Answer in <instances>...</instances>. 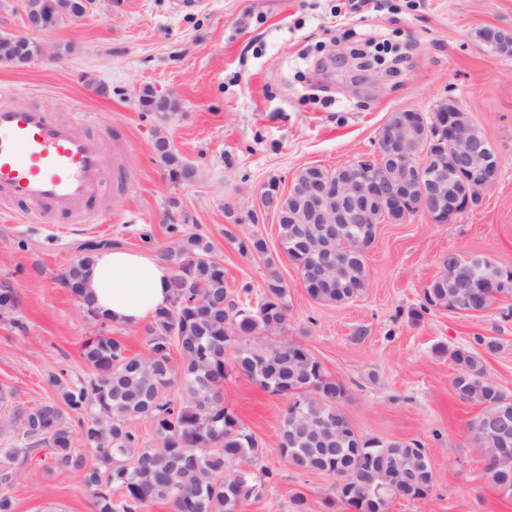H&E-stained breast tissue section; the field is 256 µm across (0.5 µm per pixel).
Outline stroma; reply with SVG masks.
Wrapping results in <instances>:
<instances>
[{
  "mask_svg": "<svg viewBox=\"0 0 512 512\" xmlns=\"http://www.w3.org/2000/svg\"><path fill=\"white\" fill-rule=\"evenodd\" d=\"M339 0H208L179 11L175 0H93L85 15L37 34L44 54L24 70L0 63L7 105L42 106L60 118L81 113L85 133H103L109 174L77 205L79 224H23L0 217V392L33 405L55 394L49 374L87 376L82 343L97 333L61 280L92 243L161 258L178 236L212 241L234 291L264 289L262 260L241 256L228 234L263 237L288 287V334L346 389L342 409L358 433L419 441L435 484L421 500L397 499L387 512H512L482 477L484 455L471 435L479 406L454 394L449 352L492 336L487 375L512 397V299L476 316L418 309L448 252L483 255L512 267V57L475 37L484 26L512 33V0H382L342 19ZM322 74H314V62ZM175 92L179 112L144 111V88ZM455 98L492 142L500 175L482 207L447 224L416 212L382 223L367 253L368 282L352 302L312 299L279 245L277 218L262 205L269 183L287 191L302 168L329 170L376 153L394 111L429 112ZM196 176L172 182L157 138ZM224 400L267 451L273 476L242 512H347L332 477L300 473L278 454L284 397L247 378L224 383ZM10 404V405H11ZM11 494L15 512H95L72 477L33 459Z\"/></svg>",
  "mask_w": 512,
  "mask_h": 512,
  "instance_id": "obj_1",
  "label": "stroma"
}]
</instances>
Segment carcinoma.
Instances as JSON below:
<instances>
[{"mask_svg": "<svg viewBox=\"0 0 512 512\" xmlns=\"http://www.w3.org/2000/svg\"><path fill=\"white\" fill-rule=\"evenodd\" d=\"M140 106L149 112L167 114L178 109L174 98H163L146 88ZM156 151L173 182L194 178L167 140L156 141ZM308 177L336 178V171L309 166L294 180ZM265 193L276 200L280 247L305 275L310 259L294 236L296 204L274 183ZM363 256L352 260L348 278L331 277L318 287L304 285L317 301L344 304L360 297L367 277L366 256L375 231L357 224ZM226 237L238 252L261 259L268 277L256 305L242 300L227 287L224 264L214 254V245L194 233L173 243L163 253L178 266L170 288V307L158 312L143 328L146 352L131 353L125 342L108 334L106 320L94 310L84 293L83 271L100 246H92L62 272L64 285L78 299L87 315L101 329L86 339L81 357L91 374L72 382L49 376L56 397L32 406L13 407L5 417L14 442L0 447V485L11 487L33 454L49 449L47 468L80 480L90 492L96 512H147L156 502L173 512H241L244 502L261 495L263 479L271 474L265 465L266 450L224 403V381L241 375L264 390L288 398L279 429H288L289 444L277 448L284 458L291 451L304 453L296 465L302 473L323 472L336 476L345 467L360 472H379L392 463L404 465L403 473L414 478L425 494L434 488L432 471L419 464L426 454L419 441H386L359 436L343 448L351 453L308 454L306 448H334L336 440L325 434L328 425H351L342 410L344 386L332 377L322 362L305 346L288 338V288L275 268L264 238L253 235ZM471 308L483 307L486 289L478 271H468ZM448 273L436 277L423 289L421 312L448 307L455 298L450 288L440 287ZM478 349L457 347L450 352L456 373L452 387L464 402L495 404L505 398L499 385L486 374L483 354L493 355L499 343L489 336H476ZM79 416V432L69 422ZM145 419L152 441L143 442L131 422ZM474 440L483 451L512 446L494 424L473 427ZM86 448L82 453L76 445Z\"/></svg>", "mask_w": 512, "mask_h": 512, "instance_id": "obj_1", "label": "carcinoma"}]
</instances>
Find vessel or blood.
I'll list each match as a JSON object with an SVG mask.
<instances>
[{"label": "vessel or blood", "instance_id": "obj_1", "mask_svg": "<svg viewBox=\"0 0 512 512\" xmlns=\"http://www.w3.org/2000/svg\"><path fill=\"white\" fill-rule=\"evenodd\" d=\"M38 108L0 107V210L23 222H72L78 201H92L106 183L95 137Z\"/></svg>", "mask_w": 512, "mask_h": 512}]
</instances>
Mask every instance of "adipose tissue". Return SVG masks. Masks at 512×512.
Here are the masks:
<instances>
[{"mask_svg": "<svg viewBox=\"0 0 512 512\" xmlns=\"http://www.w3.org/2000/svg\"><path fill=\"white\" fill-rule=\"evenodd\" d=\"M172 270L161 260L122 248L97 252L85 271L94 306L112 323L135 327L167 308Z\"/></svg>", "mask_w": 512, "mask_h": 512, "instance_id": "ef3b65f1", "label": "adipose tissue"}]
</instances>
